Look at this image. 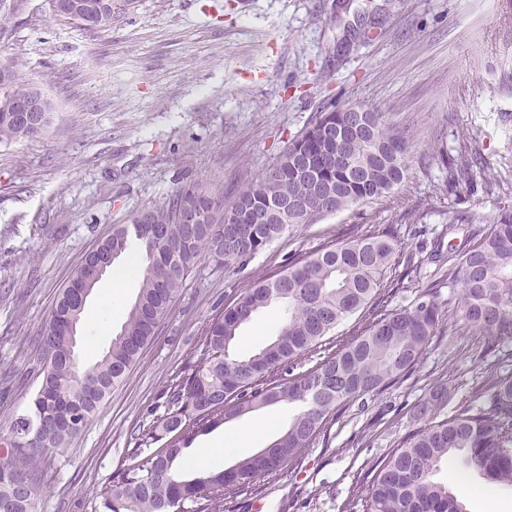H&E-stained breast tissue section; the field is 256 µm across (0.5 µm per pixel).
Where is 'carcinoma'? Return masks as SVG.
<instances>
[{
	"label": "carcinoma",
	"mask_w": 512,
	"mask_h": 512,
	"mask_svg": "<svg viewBox=\"0 0 512 512\" xmlns=\"http://www.w3.org/2000/svg\"><path fill=\"white\" fill-rule=\"evenodd\" d=\"M129 0H69L64 13L47 0L51 15L92 33L112 29ZM25 0H0V41L11 37V20ZM41 90L12 66L0 68V143L39 136L43 123L20 121L17 106ZM330 104L283 149L262 175L241 185L224 203L203 183L179 185L160 204L142 209L128 224L89 253L71 282L85 284L108 257L128 256L141 268L136 301L121 330L92 366L71 361L75 337L69 330L74 295L65 287L42 332L46 350L41 387L30 411L0 435V512H35L37 462L65 447L80 429L67 425L71 409L82 406L93 418L112 387L120 383L151 340L189 273L203 260L235 272L297 224H315L327 215L377 201L408 177L413 158L409 133L389 114L363 106ZM448 186L469 188L484 169L477 142L464 144L447 161ZM200 219L189 234L187 217ZM448 258V283L459 288L448 322L461 323L484 338L481 357L495 356L512 341V209H503L483 232L468 236L459 252L435 247L434 262ZM400 251L386 234L357 235L316 251L279 274L259 279L212 319L204 351L191 372L171 379L167 412L138 428L135 439L162 442L142 460L119 470L100 493L94 512H226L227 505L263 491L260 479L302 456L346 404L378 397L409 376L434 337L444 328L438 295L443 281L427 284L412 305L389 310L384 291L401 280H386L400 263ZM272 304L283 310L275 338L247 358L230 355L239 328ZM368 309L357 334L330 340L348 316ZM316 356L308 369L290 366ZM477 398L438 419L448 405V380L440 378L413 407L424 427L407 435L370 472L365 512H467L464 496L437 475L455 459L464 471L494 484L512 486V372L487 368ZM297 409L284 432L256 454L222 470L183 469L184 449L200 435L273 404ZM182 422L179 437L166 430ZM42 426L29 449L17 441Z\"/></svg>",
	"instance_id": "carcinoma-1"
}]
</instances>
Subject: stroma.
Returning <instances> with one entry per match:
<instances>
[{
  "label": "stroma",
  "mask_w": 512,
  "mask_h": 512,
  "mask_svg": "<svg viewBox=\"0 0 512 512\" xmlns=\"http://www.w3.org/2000/svg\"><path fill=\"white\" fill-rule=\"evenodd\" d=\"M51 101L44 134L0 144V429L29 411L41 383L40 330L86 255L145 206L204 182L232 199L242 175L273 166L323 103L359 102L412 131L409 177L374 203L294 226L233 273L201 262L158 334L67 448L44 461L36 512H93L91 502L130 465L132 431L162 414L171 378L196 365L208 322L259 277H270L351 231L386 233L424 256L463 246L448 213L493 218L512 206V0H133L110 32L55 20L27 0L0 47ZM477 140L490 166L452 190L442 155ZM416 210V222L403 215ZM113 312L101 308L114 275ZM127 257L88 298L78 355L89 366L120 331L140 288ZM106 317L104 330L93 322ZM272 305L240 327L232 347L251 355L275 337ZM483 339L456 327L434 338L415 371L381 396L353 401L299 463L266 478L262 496L233 512H363L372 468L418 428L411 408L432 379H448L445 415L482 384ZM293 412L271 405L199 436L188 455L271 420L251 447L210 456L231 467L277 438ZM469 512H512V486L470 477Z\"/></svg>",
  "instance_id": "stroma-1"
}]
</instances>
